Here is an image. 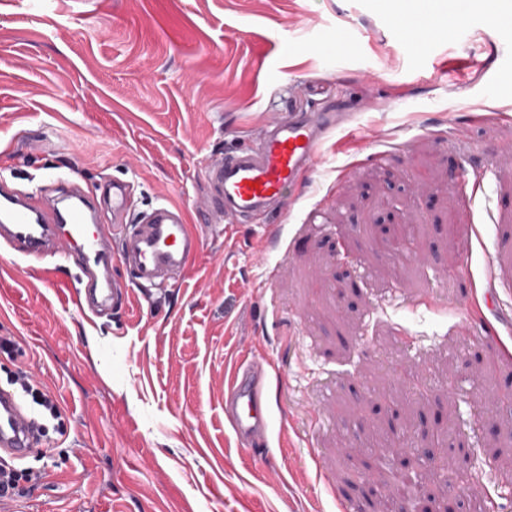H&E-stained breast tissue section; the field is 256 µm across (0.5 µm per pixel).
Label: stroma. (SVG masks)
<instances>
[{
    "mask_svg": "<svg viewBox=\"0 0 512 512\" xmlns=\"http://www.w3.org/2000/svg\"><path fill=\"white\" fill-rule=\"evenodd\" d=\"M406 28L388 0H0V176L91 196L132 182L198 222L203 174L270 117L347 112L283 209L204 231L164 289L81 313L0 244V382L57 402L26 457L30 512H376L454 433V500L512 512V11ZM267 363L266 437L224 420L233 367ZM398 409L402 432L389 430ZM377 494H370V483ZM9 384L19 385L22 392L31 398L33 404L48 412L56 419L59 417V407L55 400L46 392L42 391L38 384L26 375L14 376L8 379Z\"/></svg>",
    "mask_w": 512,
    "mask_h": 512,
    "instance_id": "35a3bbf8",
    "label": "stroma"
}]
</instances>
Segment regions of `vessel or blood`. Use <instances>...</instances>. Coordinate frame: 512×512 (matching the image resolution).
Returning a JSON list of instances; mask_svg holds the SVG:
<instances>
[{"label":"vessel or blood","mask_w":512,"mask_h":512,"mask_svg":"<svg viewBox=\"0 0 512 512\" xmlns=\"http://www.w3.org/2000/svg\"><path fill=\"white\" fill-rule=\"evenodd\" d=\"M343 112H297L288 120H269L254 144L238 148L208 166V223L229 218L245 223L281 207L289 190L300 187L314 167L328 135L343 126ZM130 190L112 183V220L103 222L97 204L77 182L56 180L39 194H23L0 180V241L38 259L77 260L79 275L70 281L79 311L99 314L128 298L130 288L110 281L105 255L112 227L126 221ZM204 237L177 206H155L147 221L125 232L120 259L135 283L158 287L181 275L195 261ZM265 363L257 359L232 374L224 396V418L245 442L267 433L269 415L262 399ZM36 442V421L13 390L0 387V453L27 456Z\"/></svg>","instance_id":"1"}]
</instances>
